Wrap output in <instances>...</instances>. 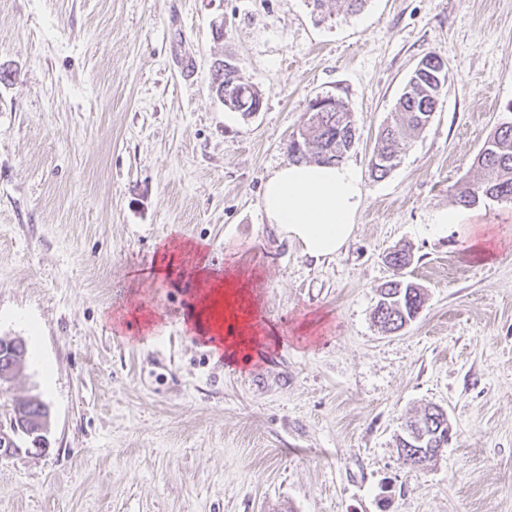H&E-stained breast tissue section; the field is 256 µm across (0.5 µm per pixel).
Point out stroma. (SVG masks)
Returning a JSON list of instances; mask_svg holds the SVG:
<instances>
[{
    "instance_id": "1",
    "label": "stroma",
    "mask_w": 512,
    "mask_h": 512,
    "mask_svg": "<svg viewBox=\"0 0 512 512\" xmlns=\"http://www.w3.org/2000/svg\"><path fill=\"white\" fill-rule=\"evenodd\" d=\"M429 53L445 94L374 178ZM219 60L260 112L217 100ZM1 71L0 337L27 365L0 404L40 396L51 426L45 451L0 458V512H512V207L442 221L512 119V0H0ZM327 95L351 112L363 196L317 259L260 199ZM402 247L426 299L387 334L372 312ZM202 262L241 279L263 328L237 362L184 311ZM428 405L453 437L416 468L396 437ZM236 84L237 85L232 89V103L234 105V110H229L232 112H239L243 117L250 115L251 112L252 114L255 112H260L262 109L263 100L261 97L256 100L258 95L261 96L258 89L252 84L241 81L239 77ZM251 109L252 111L249 112Z\"/></svg>"
}]
</instances>
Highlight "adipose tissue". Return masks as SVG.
I'll return each mask as SVG.
<instances>
[{
	"label": "adipose tissue",
	"instance_id": "1",
	"mask_svg": "<svg viewBox=\"0 0 512 512\" xmlns=\"http://www.w3.org/2000/svg\"><path fill=\"white\" fill-rule=\"evenodd\" d=\"M361 199L360 179L351 166L288 163L265 181L261 205L268 223L297 242L304 254L325 258L336 255L351 239ZM238 295L233 282L213 286L204 308L210 330L221 332L226 321L240 326V335L226 345L232 352L256 332L241 314Z\"/></svg>",
	"mask_w": 512,
	"mask_h": 512
}]
</instances>
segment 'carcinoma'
<instances>
[{"instance_id":"1","label":"carcinoma","mask_w":512,"mask_h":512,"mask_svg":"<svg viewBox=\"0 0 512 512\" xmlns=\"http://www.w3.org/2000/svg\"><path fill=\"white\" fill-rule=\"evenodd\" d=\"M444 92L445 83L427 74L408 80L396 102L391 122L377 137L370 159L375 177L382 178L397 166V146L429 125L436 101ZM232 93L234 111L243 117L250 115L260 95L258 89L239 80ZM351 124L350 111L340 99L336 100L334 112L311 113L288 144L289 160L341 163L353 146ZM474 165L480 172L479 178L463 180L448 189L455 205L470 209L487 201L490 195L502 204L512 205V121L499 124L476 155ZM387 261L396 271V277L378 288L373 320L384 331L394 333L416 317L423 304V293L418 284L403 276V270L412 262L410 252L395 250L387 255ZM406 439L408 435L404 432L397 437L398 453L404 462L413 464L417 462L415 455L419 449L428 447V443H408Z\"/></svg>"}]
</instances>
